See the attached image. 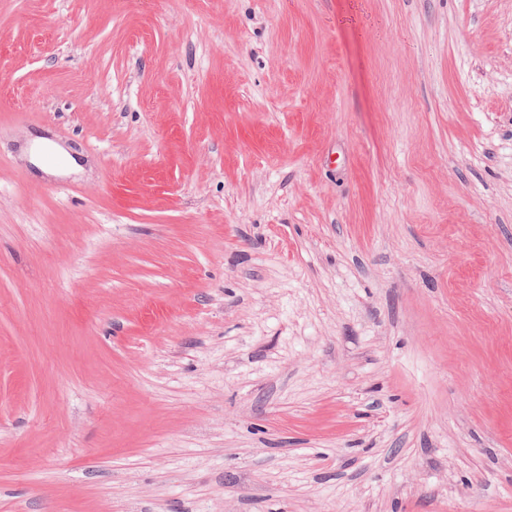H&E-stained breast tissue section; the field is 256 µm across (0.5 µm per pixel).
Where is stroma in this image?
I'll use <instances>...</instances> for the list:
<instances>
[{"label": "stroma", "mask_w": 512, "mask_h": 512, "mask_svg": "<svg viewBox=\"0 0 512 512\" xmlns=\"http://www.w3.org/2000/svg\"><path fill=\"white\" fill-rule=\"evenodd\" d=\"M0 70V512H512V0H0Z\"/></svg>", "instance_id": "obj_1"}]
</instances>
